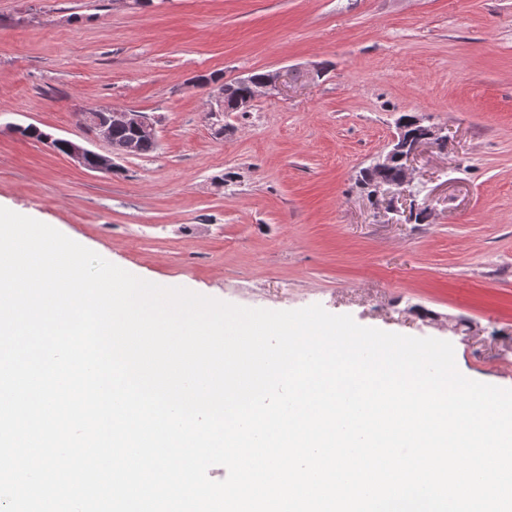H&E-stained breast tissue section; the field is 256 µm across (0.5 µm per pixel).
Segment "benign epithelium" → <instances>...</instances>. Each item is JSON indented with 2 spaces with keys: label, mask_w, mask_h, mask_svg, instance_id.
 <instances>
[{
  "label": "benign epithelium",
  "mask_w": 512,
  "mask_h": 512,
  "mask_svg": "<svg viewBox=\"0 0 512 512\" xmlns=\"http://www.w3.org/2000/svg\"><path fill=\"white\" fill-rule=\"evenodd\" d=\"M283 82V74L280 72H271L266 77L263 84L259 86L260 92L254 93V96L240 99L235 104V111L245 112L255 101L259 93H273L279 90ZM414 121L420 126L422 134L414 142L406 140L402 129H397L391 141V149L384 155L379 156L374 163L377 168L390 165L399 160L403 162L402 177L396 183H374L370 187L371 195L377 199H386L393 201L404 192V188L411 181V162L417 157L419 152L425 147L437 148L446 142L443 136V128L435 125L423 124V119L416 117ZM80 122L87 127L89 131L98 140L109 142L112 137V128L116 126L132 127L139 133H144L150 137H158V120L155 116L138 110L114 111L112 109H100L94 114L92 119H87L86 114L80 115ZM67 157L77 166L89 169L95 172H107L115 169L116 155L112 153L102 154L87 148L83 143L77 141H68Z\"/></svg>",
  "instance_id": "1"
}]
</instances>
